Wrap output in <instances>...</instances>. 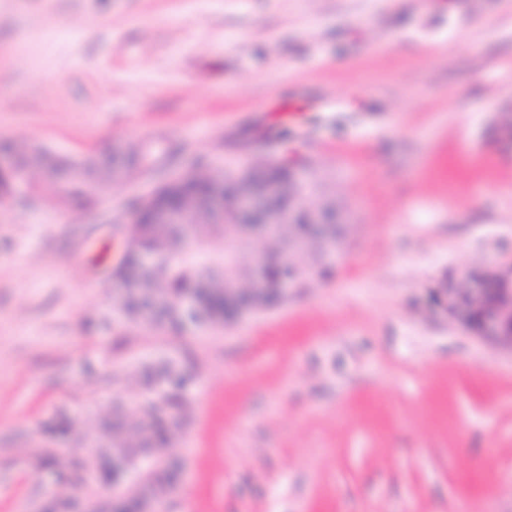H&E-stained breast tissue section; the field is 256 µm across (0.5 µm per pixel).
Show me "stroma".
<instances>
[{"label":"stroma","instance_id":"1","mask_svg":"<svg viewBox=\"0 0 512 512\" xmlns=\"http://www.w3.org/2000/svg\"><path fill=\"white\" fill-rule=\"evenodd\" d=\"M512 0H0V143L154 157L89 209L0 204V512L123 483L38 465L161 357L192 373L160 512H512V354L430 302L512 257ZM285 154L346 206L344 255L279 308L181 336L112 320L132 202L198 159Z\"/></svg>","mask_w":512,"mask_h":512}]
</instances>
